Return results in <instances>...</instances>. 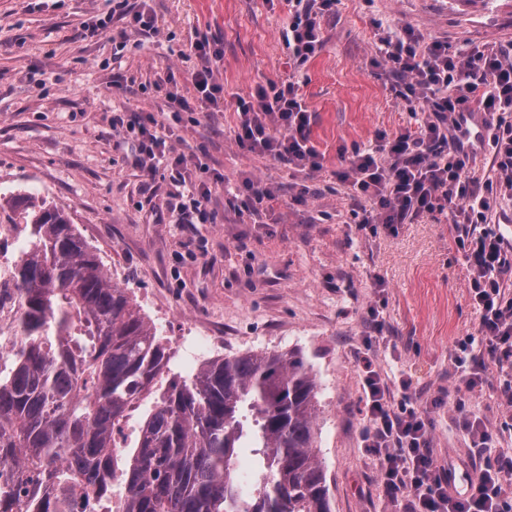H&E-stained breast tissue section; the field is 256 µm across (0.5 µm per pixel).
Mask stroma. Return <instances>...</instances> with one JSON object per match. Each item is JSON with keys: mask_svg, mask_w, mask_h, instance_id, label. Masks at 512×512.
<instances>
[{"mask_svg": "<svg viewBox=\"0 0 512 512\" xmlns=\"http://www.w3.org/2000/svg\"><path fill=\"white\" fill-rule=\"evenodd\" d=\"M141 0H0V198L43 199L87 229V244L112 282L171 318L157 332L168 365L157 382L187 378L178 318L215 328L224 356L301 351L318 386L316 456L332 512H403L386 496L376 461L363 446L364 339L370 357L401 398L399 379L429 406L431 447L451 494L479 473L459 428L458 401L491 429L512 418L492 385L470 390L454 363L459 340L478 333L480 312L468 288L451 217L420 218L395 230H358L349 189L335 178L340 154L372 148L378 134L413 127L395 80L375 67L379 31L409 25L425 39L465 53L512 43V0H336L322 20L323 46L293 69L283 32L287 0H152L159 31L129 33L123 50L107 39H79L82 25L136 10ZM221 56L215 79L224 109L200 123L176 124L177 151L223 174L225 187L257 179L273 201L239 212L213 191L212 224H173L169 182L141 189L122 158L136 147L112 131L113 113L157 111V77L175 72L192 92L193 62L180 53L196 33ZM299 85L312 114L310 139L322 168L299 172L235 143L236 101L270 81ZM386 329L373 336L368 311Z\"/></svg>", "mask_w": 512, "mask_h": 512, "instance_id": "1", "label": "stroma"}]
</instances>
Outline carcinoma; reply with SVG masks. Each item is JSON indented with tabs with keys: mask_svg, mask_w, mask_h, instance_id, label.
Masks as SVG:
<instances>
[{
	"mask_svg": "<svg viewBox=\"0 0 512 512\" xmlns=\"http://www.w3.org/2000/svg\"><path fill=\"white\" fill-rule=\"evenodd\" d=\"M6 204L28 242L13 282L23 339L0 366V512H62L78 489L110 501L114 475L123 512H331L318 387L299 352L225 357L171 382L112 451L166 346L63 209L30 195Z\"/></svg>",
	"mask_w": 512,
	"mask_h": 512,
	"instance_id": "cac0c4a2",
	"label": "carcinoma"
}]
</instances>
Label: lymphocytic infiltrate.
<instances>
[{"instance_id": "f902f5d3", "label": "lymphocytic infiltrate", "mask_w": 512, "mask_h": 512, "mask_svg": "<svg viewBox=\"0 0 512 512\" xmlns=\"http://www.w3.org/2000/svg\"><path fill=\"white\" fill-rule=\"evenodd\" d=\"M294 11L284 34L294 68L303 67L322 44L320 19L335 0H289ZM385 70L400 79L396 91L412 112L421 114L417 129L380 136L376 147L353 148L337 171L353 200L373 201L361 228L393 226L421 215L450 213L455 244L471 268L469 288L481 310L478 338L457 344L455 364L467 389L481 387L490 371L500 373L497 391L512 407V250L506 249L494 218L512 200V48L477 46L464 57L447 42L431 41L405 26L380 37ZM197 64L191 74L195 91L181 93L174 73L154 86L172 124L161 127L156 113L113 115V130L134 138L138 146L127 165L139 169L145 190L156 179L170 182L169 209L179 224H211L212 192L223 185L197 156L178 152L173 126L183 115H198L224 105V87L212 67L219 51L206 35L191 44ZM484 112L486 142L491 148V177L470 173L472 157L460 138H448L447 127L462 130L466 113ZM234 138L244 151L271 157L300 170L321 169V157L310 140L311 114L294 82H269L251 99H238ZM362 403L369 428L364 446L376 457L386 493L408 501L407 512H512V455L497 451L496 433L480 417L461 413V428L470 451L482 466L470 491L453 496L448 475L430 448L431 423L417 399L391 404L388 386L371 359H364Z\"/></svg>"}]
</instances>
